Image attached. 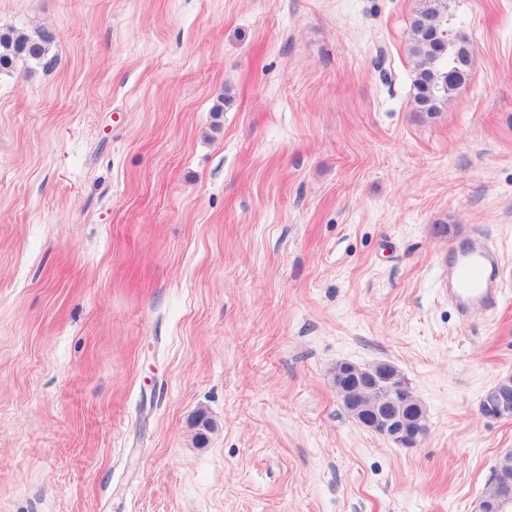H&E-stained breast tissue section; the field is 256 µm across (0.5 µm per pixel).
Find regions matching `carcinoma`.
I'll use <instances>...</instances> for the list:
<instances>
[{
	"label": "carcinoma",
	"instance_id": "1",
	"mask_svg": "<svg viewBox=\"0 0 512 512\" xmlns=\"http://www.w3.org/2000/svg\"><path fill=\"white\" fill-rule=\"evenodd\" d=\"M52 35L36 38L13 32L0 33V67H9L16 58L33 60L51 68L48 57ZM410 51L415 58L414 110L433 116L442 111L452 93L469 78L474 49L465 36L448 26L442 0H422L411 21ZM512 482V453L494 468L488 487L478 503V512H512V494L503 497L502 478Z\"/></svg>",
	"mask_w": 512,
	"mask_h": 512
}]
</instances>
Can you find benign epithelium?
Instances as JSON below:
<instances>
[{
	"mask_svg": "<svg viewBox=\"0 0 512 512\" xmlns=\"http://www.w3.org/2000/svg\"><path fill=\"white\" fill-rule=\"evenodd\" d=\"M336 387L349 393H355L366 385V380L358 373V366L346 364L343 372L335 377ZM415 396L404 382H395L390 387L388 398L382 403V411L363 413L358 417L359 424L371 428L384 423L381 436L400 447L413 448L426 436L421 427L420 415L413 411Z\"/></svg>",
	"mask_w": 512,
	"mask_h": 512,
	"instance_id": "benign-epithelium-1",
	"label": "benign epithelium"
}]
</instances>
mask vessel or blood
<instances>
[{"mask_svg":"<svg viewBox=\"0 0 512 512\" xmlns=\"http://www.w3.org/2000/svg\"><path fill=\"white\" fill-rule=\"evenodd\" d=\"M443 280L444 295L463 317L496 309L501 300L498 257L484 236L449 248Z\"/></svg>","mask_w":512,"mask_h":512,"instance_id":"obj_1","label":"vessel or blood"}]
</instances>
